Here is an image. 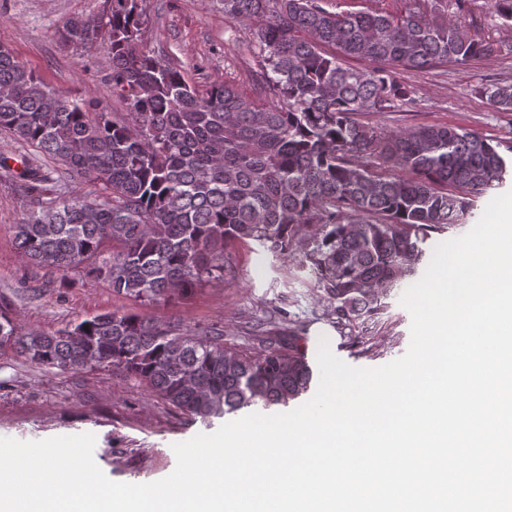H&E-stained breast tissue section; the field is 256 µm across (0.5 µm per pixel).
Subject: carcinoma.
<instances>
[{
    "instance_id": "1",
    "label": "carcinoma",
    "mask_w": 512,
    "mask_h": 512,
    "mask_svg": "<svg viewBox=\"0 0 512 512\" xmlns=\"http://www.w3.org/2000/svg\"><path fill=\"white\" fill-rule=\"evenodd\" d=\"M144 2L110 0L102 16L58 28L65 45L108 42L112 93L128 121L92 97L48 87L0 46V133L58 162L63 177L107 192H54L24 160L18 189L38 203L15 226L26 262L79 270L150 304L206 278L235 281L232 250L252 242L295 259L340 335L364 346L387 329L389 300L423 268L432 234L466 223L479 197L512 180L511 144L461 127L384 131L360 120L417 108L400 70L446 71L494 54L461 21L475 0H410L399 13L334 0H220L228 22L251 28L261 86L273 96L263 104L228 83L201 95L145 52ZM483 94L512 111L511 81ZM268 324L256 330L260 352L247 354L224 343L222 329L200 337L118 310L54 334L25 331L1 304L0 356L61 371L110 367L206 421L309 391L300 325L281 309Z\"/></svg>"
}]
</instances>
